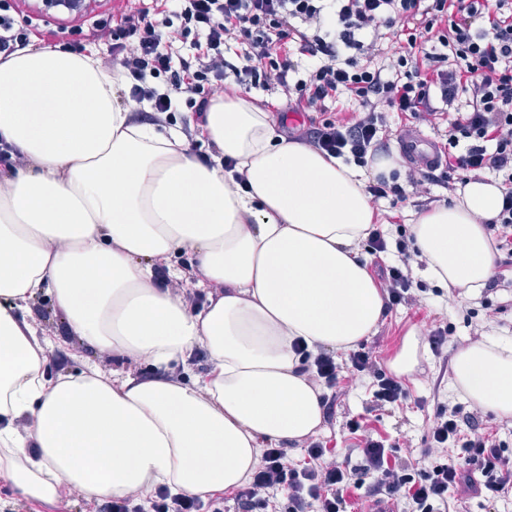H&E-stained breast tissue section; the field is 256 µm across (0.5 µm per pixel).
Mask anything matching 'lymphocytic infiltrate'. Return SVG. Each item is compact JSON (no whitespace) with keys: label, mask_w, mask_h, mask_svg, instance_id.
Listing matches in <instances>:
<instances>
[{"label":"lymphocytic infiltrate","mask_w":512,"mask_h":512,"mask_svg":"<svg viewBox=\"0 0 512 512\" xmlns=\"http://www.w3.org/2000/svg\"><path fill=\"white\" fill-rule=\"evenodd\" d=\"M391 32L397 44L388 49ZM111 35L129 97L152 122L171 121L183 106L206 111L210 95L233 85L243 93L278 89L293 112H322L342 98L354 105L353 116L312 124L302 139L364 167L385 151L391 113L427 125L454 113L434 165L411 170L403 184L376 177L366 192L374 202L402 199L427 183L452 188L460 171L495 174L505 198L488 229L496 249L512 255V0H155L154 9L114 20ZM179 35L195 36L191 56L176 51ZM397 250V264L380 270L392 306L413 301L412 256L405 241ZM296 352L302 374L337 387L334 351L313 354L300 346ZM350 364L369 378L374 407L407 399L372 352H353ZM477 423L460 403L438 404L433 447L403 460L369 435L353 451L355 468L317 440L307 443L300 465L289 463L283 449L268 448L235 502L239 512H348L359 468L377 476L372 495L404 500L409 512H452L454 497L470 493L496 512L512 500V459L504 442L478 433ZM282 490L284 504L277 498ZM101 512H224V501L160 488L149 503L129 495L104 502Z\"/></svg>","instance_id":"1"}]
</instances>
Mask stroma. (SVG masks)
<instances>
[{
    "label": "stroma",
    "instance_id": "1",
    "mask_svg": "<svg viewBox=\"0 0 512 512\" xmlns=\"http://www.w3.org/2000/svg\"><path fill=\"white\" fill-rule=\"evenodd\" d=\"M36 0H15L17 25L32 31L49 34L59 25L75 27L84 34L95 37L88 45V52L98 55L109 67H118L119 62L110 52V35L95 31L97 21L113 15V0H87L92 11L85 16L61 17L55 12H41L35 8ZM452 191L437 185H424L420 194H411L406 199L392 202L382 200L375 204L378 223L382 224L388 240L398 239L401 233L410 231L416 215L424 208L446 204L452 200ZM413 284L418 287V302L401 304L384 309L373 332L362 344L374 352L384 372H391L392 363L400 353L407 337H415L419 343V361L414 371L401 382L409 396L398 406L380 410L373 406L368 387L369 380L353 374L346 364L348 353L336 355L345 370L341 380L343 391L337 400L336 418L322 423L320 439L326 442L337 459H344L349 448L355 447L363 434H372L384 439L396 456L406 457L409 450L426 448L430 437L426 426L428 416L433 415L438 403L454 400L462 403L464 412H472L474 406L465 401L462 394L452 387L453 358L457 350L473 343L474 325H481L482 339L503 338L512 341V257L499 252L495 255V288L483 294H468L456 288H447L427 279L421 267L412 269ZM475 311L473 322H466L467 311ZM30 320L44 335L52 339L53 347L47 353L45 370L50 376L69 375L82 369L84 362L96 363L104 373L145 376L150 372L147 363L121 361L107 352L89 348L76 337L70 336L62 313L55 307L50 296L40 295L30 305ZM452 323L455 333L446 342L440 354H433L427 338L442 323ZM357 419L363 424L362 433L352 434L343 429L348 419ZM24 512H97L98 502L85 498L77 489H63L57 500L36 501L22 495L6 480L0 478V512H12L13 508Z\"/></svg>",
    "mask_w": 512,
    "mask_h": 512
}]
</instances>
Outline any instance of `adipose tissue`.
<instances>
[{
	"mask_svg": "<svg viewBox=\"0 0 512 512\" xmlns=\"http://www.w3.org/2000/svg\"><path fill=\"white\" fill-rule=\"evenodd\" d=\"M126 90L120 70L56 47L0 62V141L26 159L0 169V476L37 500L64 485L90 499L240 486L265 445L319 432L320 392L294 342L348 351L383 312L360 256L375 222L365 181L396 159L325 158L225 95L185 115L216 147L202 162L182 126L135 120ZM503 198L482 176L419 215L412 234L428 278L486 286L495 264L484 224ZM186 251L209 295L195 313L154 281V258ZM41 294L70 335L153 376L109 377L88 362L48 378L51 342L25 317ZM198 348L209 370L172 380ZM453 385L512 417V344L458 349Z\"/></svg>",
	"mask_w": 512,
	"mask_h": 512,
	"instance_id": "obj_1",
	"label": "adipose tissue"
}]
</instances>
